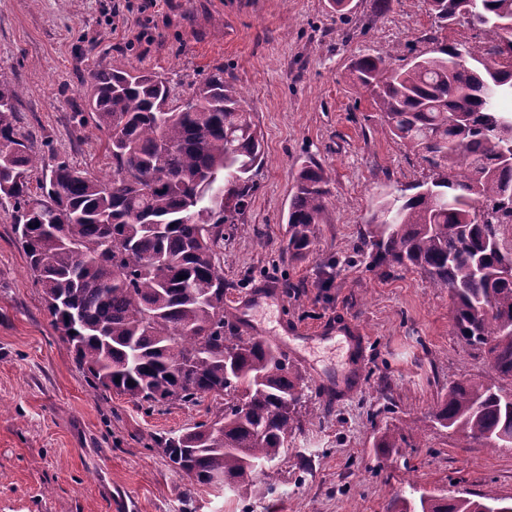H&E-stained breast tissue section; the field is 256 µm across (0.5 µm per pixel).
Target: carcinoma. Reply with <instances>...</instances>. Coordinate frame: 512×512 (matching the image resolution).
Instances as JSON below:
<instances>
[{
  "mask_svg": "<svg viewBox=\"0 0 512 512\" xmlns=\"http://www.w3.org/2000/svg\"><path fill=\"white\" fill-rule=\"evenodd\" d=\"M442 26L460 18L496 31L512 0H429ZM356 82L371 91L391 134L432 179L378 205L362 249L388 269L414 267L448 290L456 335L484 349L512 385V252L499 227L512 220V43L495 37L444 45L392 66L364 54ZM166 78L100 64L85 94L104 134L112 177L34 148L18 125V96L0 75V199L16 242L43 288L53 324L102 387L141 404L218 399L212 429L161 440L197 484L253 482L301 429V369L268 339L244 336L224 307L218 248L257 189L262 146L244 95L217 67L169 105ZM36 188H31V178ZM316 162L298 169L282 255H307L330 196ZM185 279H179V276ZM120 381H115V378ZM429 421L489 446L512 444V388L466 380L448 386ZM390 512H512L490 494L445 500L397 497Z\"/></svg>",
  "mask_w": 512,
  "mask_h": 512,
  "instance_id": "cac0c4a2",
  "label": "carcinoma"
}]
</instances>
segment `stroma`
Listing matches in <instances>:
<instances>
[{
	"label": "stroma",
	"instance_id": "stroma-1",
	"mask_svg": "<svg viewBox=\"0 0 512 512\" xmlns=\"http://www.w3.org/2000/svg\"><path fill=\"white\" fill-rule=\"evenodd\" d=\"M0 0V74L13 79L21 126L90 175L112 164L93 126L76 129L97 64L149 69L172 106L215 67L240 89L263 136L259 187L224 234V303L253 307L243 335L290 324H354V348L305 351L303 425L279 462L240 491H214L173 468L158 439L208 420L195 406H146L95 385L54 328L44 295L0 207V512H387L394 496L489 493L512 498V445L449 435L431 412L449 385L496 382L484 354L452 327L447 290L416 269L372 266L360 238L384 200L425 181L420 157L353 85L360 55L490 39L464 22L438 30L426 0ZM332 175V198L306 257L284 261L288 205L301 164ZM394 448H376L384 431Z\"/></svg>",
	"mask_w": 512,
	"mask_h": 512
}]
</instances>
